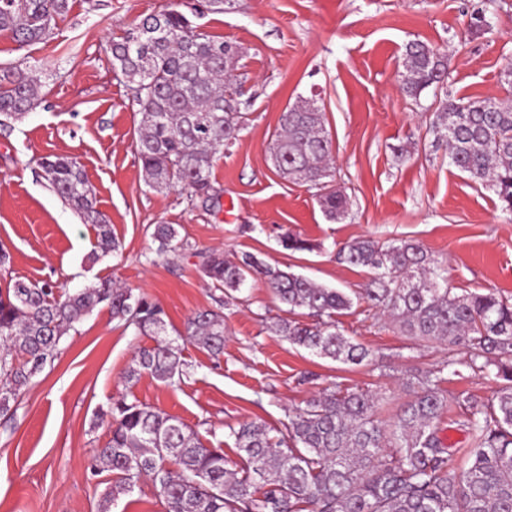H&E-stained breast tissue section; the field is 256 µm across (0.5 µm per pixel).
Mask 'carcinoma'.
Returning a JSON list of instances; mask_svg holds the SVG:
<instances>
[{
    "label": "carcinoma",
    "instance_id": "obj_1",
    "mask_svg": "<svg viewBox=\"0 0 512 512\" xmlns=\"http://www.w3.org/2000/svg\"><path fill=\"white\" fill-rule=\"evenodd\" d=\"M68 9V0H0V31L21 45L41 43ZM235 56L233 44L196 32L174 10L144 18L112 43V58L139 105L135 153L151 187L178 186L218 204L209 180L213 159L238 137L245 119L232 88ZM402 66L403 89L415 101L448 71L445 56L421 41L409 44ZM39 87L33 73L0 69V116L19 119L35 109ZM432 131L448 145L450 163L493 190L512 216V104L448 94ZM270 159L278 173L318 190L328 220L345 216V195L327 182L331 143L313 101L282 113ZM38 165L52 191L93 225L94 258L116 253L112 225L96 208L77 160L47 155ZM152 236L160 254L185 246L173 224L155 225ZM197 256L203 276L228 295L258 277L287 313L307 310L312 324L281 318L271 325L291 344L344 364L369 358L366 347L336 328V314L354 304L341 289L251 253L235 263L218 250ZM337 256L368 270L360 291L365 302L410 336L466 348L467 360L450 358L419 379V391L389 433L375 418L373 395L338 385L294 409L277 436L256 423L233 428L235 449L246 460L239 471L227 467L224 449L206 447L178 418L126 394L114 397L99 413L108 440L95 449L89 466L93 477L112 474L105 500L128 495L146 476L165 512H512V305L493 293H453L444 284L445 266L412 241L356 240ZM100 305L155 341L137 351L127 381L147 373L174 384L188 375L181 349L165 338V312L149 296L110 279L75 292L52 281L11 280L0 288V419L12 420L22 394L55 360L64 336ZM177 336L202 345L216 360L224 354V318L213 310L196 312ZM464 368L492 374L502 386L491 403L463 401L460 425L472 440L474 459L459 471L438 436L437 421L447 407L444 371L460 376Z\"/></svg>",
    "mask_w": 512,
    "mask_h": 512
}]
</instances>
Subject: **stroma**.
Segmentation results:
<instances>
[{
	"instance_id": "stroma-1",
	"label": "stroma",
	"mask_w": 512,
	"mask_h": 512,
	"mask_svg": "<svg viewBox=\"0 0 512 512\" xmlns=\"http://www.w3.org/2000/svg\"><path fill=\"white\" fill-rule=\"evenodd\" d=\"M468 0H230L223 12L201 0H69L42 43L19 45L0 33V67L36 72L41 103L0 124V245L11 256L0 286L12 279L56 281L77 289L109 278L158 302L167 334L194 313L224 318V354L212 359L198 344H181L190 374L167 384L143 375L126 385L124 372L151 337L114 320L108 307L86 316L61 345L58 358L21 397L8 427L0 426V512H165L147 479L106 505V476L88 461L106 439L97 412L129 393L178 417L209 447L224 450L230 468L242 458L229 433L255 422L280 430L292 409L340 384L378 400L376 416L391 427L413 395V375L461 359L463 348L406 335L381 312L355 301L337 315L340 331L366 346L370 358L348 365L317 357L276 335L284 317L261 281L234 297L214 288L199 269L198 252L217 249L226 260L250 252L313 281L354 293L367 269L341 263L338 249L371 238L411 240L445 264L454 293H494L512 303V216L497 195L450 165L448 149L430 124L438 102L504 100L501 72L512 66V0H492L488 27L470 31ZM182 12L202 33L234 43V75L245 125L218 154L210 179L219 206L177 187L153 188L134 150L140 116L130 85L112 64L111 43L141 18ZM413 40L442 52L445 84L419 101L402 91L403 54ZM314 99L332 142L334 186L348 199L342 221L326 220L308 183L280 176L269 147L286 107ZM77 159L97 207L121 243L117 256L93 259L92 224L46 185L40 157ZM173 224L188 250L157 255L154 225ZM309 242L285 249L283 234ZM497 380L471 373L449 377L448 408L439 434L466 466L472 441L458 424L460 402H491Z\"/></svg>"
}]
</instances>
